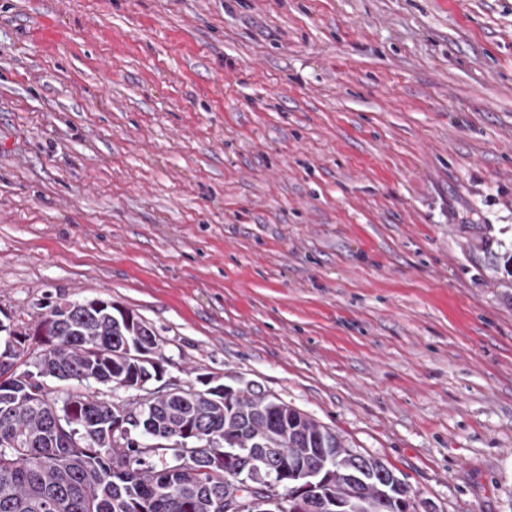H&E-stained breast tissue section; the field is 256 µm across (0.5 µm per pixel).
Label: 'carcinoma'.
<instances>
[{
    "mask_svg": "<svg viewBox=\"0 0 512 512\" xmlns=\"http://www.w3.org/2000/svg\"><path fill=\"white\" fill-rule=\"evenodd\" d=\"M483 233L473 248L512 288V249ZM51 328L34 370L0 367V512H250L246 488L254 480L245 457L224 463L233 448H273L265 463H297L290 484L315 485V512H415L410 487L383 461L362 455L334 430L260 390H245L235 407L219 394H188L179 402L159 394L152 400L144 434L181 432L186 423L207 438L181 467L162 452L122 447L112 433V393L123 379H141L143 366L123 350V337L155 343L156 334L138 316L127 320L115 305L92 300L51 307L41 317ZM6 347L22 344L28 328L3 325ZM71 383L64 394L40 379Z\"/></svg>",
    "mask_w": 512,
    "mask_h": 512,
    "instance_id": "obj_1",
    "label": "carcinoma"
}]
</instances>
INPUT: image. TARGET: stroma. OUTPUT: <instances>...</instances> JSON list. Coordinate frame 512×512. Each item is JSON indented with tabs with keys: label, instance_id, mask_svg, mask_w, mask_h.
<instances>
[{
	"label": "stroma",
	"instance_id": "35a3bbf8",
	"mask_svg": "<svg viewBox=\"0 0 512 512\" xmlns=\"http://www.w3.org/2000/svg\"><path fill=\"white\" fill-rule=\"evenodd\" d=\"M512 0H0V311L106 298L416 512H512ZM493 243H496L497 247H503L502 242L495 240L493 236L485 232L475 238L473 248L487 256L488 264L496 274H502L498 278L499 286L502 288H512V244L510 250L504 248L502 252L499 249L494 251L492 248Z\"/></svg>",
	"mask_w": 512,
	"mask_h": 512
}]
</instances>
